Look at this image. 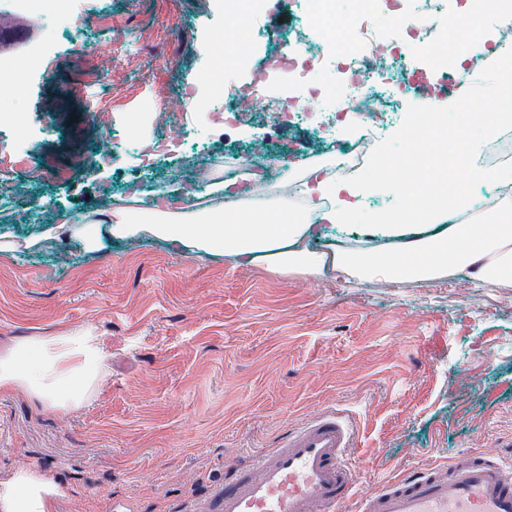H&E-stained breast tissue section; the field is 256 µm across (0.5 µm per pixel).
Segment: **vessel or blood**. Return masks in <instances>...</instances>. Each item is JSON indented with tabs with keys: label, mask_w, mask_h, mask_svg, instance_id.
Wrapping results in <instances>:
<instances>
[{
	"label": "vessel or blood",
	"mask_w": 512,
	"mask_h": 512,
	"mask_svg": "<svg viewBox=\"0 0 512 512\" xmlns=\"http://www.w3.org/2000/svg\"><path fill=\"white\" fill-rule=\"evenodd\" d=\"M353 440L346 418L325 411L226 472L206 512H339L355 487ZM358 512H512V456L478 452L412 471L362 498Z\"/></svg>",
	"instance_id": "1"
}]
</instances>
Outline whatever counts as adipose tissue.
<instances>
[{
	"mask_svg": "<svg viewBox=\"0 0 512 512\" xmlns=\"http://www.w3.org/2000/svg\"><path fill=\"white\" fill-rule=\"evenodd\" d=\"M306 175V205L299 211L284 204L241 216L224 204L235 194L232 183L220 180L212 184L215 202L207 210H172L160 191L148 198L133 194L127 205L107 203L77 215V231L92 245L97 226L107 224L118 235L148 232L204 251L227 247L238 262L270 259L281 271L312 276L338 271L358 280L398 281L464 270L479 285L512 280V223L500 210H488L475 224L449 223V210L468 209L465 194L440 199L416 224L399 211L384 218L378 230L392 247L388 255L310 249L314 225L357 222L360 202L374 186L362 179L335 180L322 167ZM104 374L105 354L85 332L29 336L0 346V392L23 388L54 410L84 404ZM58 493L40 470L19 471L0 482V512H51Z\"/></svg>",
	"mask_w": 512,
	"mask_h": 512,
	"instance_id": "ef3b65f1",
	"label": "adipose tissue"
}]
</instances>
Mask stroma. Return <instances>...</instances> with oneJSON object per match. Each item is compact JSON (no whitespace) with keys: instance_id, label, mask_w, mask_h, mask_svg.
<instances>
[{"instance_id":"35a3bbf8","label":"stroma","mask_w":512,"mask_h":512,"mask_svg":"<svg viewBox=\"0 0 512 512\" xmlns=\"http://www.w3.org/2000/svg\"><path fill=\"white\" fill-rule=\"evenodd\" d=\"M304 0H262L239 21L217 0H81L85 54L60 29L21 99L16 139L0 112V341L87 331L108 356L82 406L51 410L22 388L0 393V481L38 467L62 489L52 512H198L224 480L288 429L336 409L353 421L349 454L358 496L404 470L429 468L512 439V282L357 281L237 263L144 234L101 226L87 250L65 224L130 187L209 184L225 164L284 160L294 177L336 149L316 123L277 126L261 115L230 128L183 110L207 59L201 45L235 23L259 28L252 49L295 28ZM102 123L89 122L91 114ZM187 136L192 150L152 161L129 151L70 170L84 139L127 143ZM32 154L40 170L24 172ZM385 240L358 226L322 224L316 250Z\"/></svg>"}]
</instances>
